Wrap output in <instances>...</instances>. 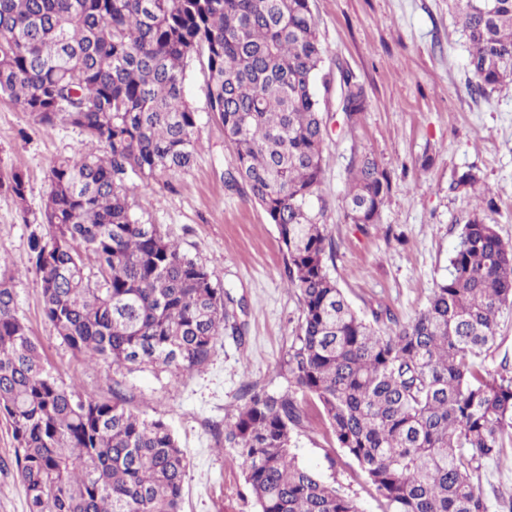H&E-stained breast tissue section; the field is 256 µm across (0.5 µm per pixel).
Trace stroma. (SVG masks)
Instances as JSON below:
<instances>
[{
  "instance_id": "35a3bbf8",
  "label": "stroma",
  "mask_w": 512,
  "mask_h": 512,
  "mask_svg": "<svg viewBox=\"0 0 512 512\" xmlns=\"http://www.w3.org/2000/svg\"><path fill=\"white\" fill-rule=\"evenodd\" d=\"M325 49L321 77L335 81L349 69L368 94L356 132H348L335 101L323 110V193L336 260L329 269L352 307L366 319L390 312L412 321L436 282L475 205L451 190L457 173L472 170L497 207L489 219L512 242V88L487 97L466 94L467 44L448 11V0H311ZM186 97L199 114L201 143L190 168L172 182L131 177L130 203L140 222L158 224L181 249L214 272L224 289L243 299L244 340L219 337L199 372L143 368L113 371L90 364L56 335L42 313L40 280L31 269V227L10 195L0 192V252L15 273L18 314L64 384L100 401L120 390L131 409H147L166 422L188 456L183 512H255L242 470L216 452L213 425L242 405L252 383L275 393L287 385L280 364L300 320L296 294L286 286L285 259L276 228L252 201L246 185L228 188L236 162L224 127L207 105V74L187 68ZM92 143L77 127L45 129L7 98H0V174L19 170L29 190L27 213L37 214L49 191L47 173L58 161ZM374 153L392 179L378 224L350 223L344 208L352 150ZM304 432L296 437L299 462L353 498L361 512H382L381 502L355 461L334 443L321 410L306 400ZM9 423L0 418V512H28L16 477Z\"/></svg>"
}]
</instances>
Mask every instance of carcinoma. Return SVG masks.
Here are the masks:
<instances>
[{"label": "carcinoma", "mask_w": 512, "mask_h": 512, "mask_svg": "<svg viewBox=\"0 0 512 512\" xmlns=\"http://www.w3.org/2000/svg\"><path fill=\"white\" fill-rule=\"evenodd\" d=\"M466 36L473 98L512 84V0H450ZM208 73L209 111L244 181L276 226L287 286L301 307L283 364L288 386L249 384L216 433L238 461L257 512H360L303 467L301 392L321 408L383 512H512L489 500L485 463L512 467V374L487 369L503 309H512V245L488 222L483 192L428 305L381 330L346 301L328 270L333 244L321 191L327 121L313 89L324 50L310 0H0V95L44 128H80L98 150L65 158L28 238L43 314L61 340L112 371L200 370L217 338L244 336L235 300L206 266L129 203L130 175L174 178L199 149L186 68ZM340 98L355 130L368 96L342 67ZM344 197L353 224H376L391 177L351 155ZM0 189L26 210L27 181ZM0 276V417L17 442L29 512H181L186 454L147 411L83 397L61 383Z\"/></svg>", "instance_id": "obj_1"}]
</instances>
